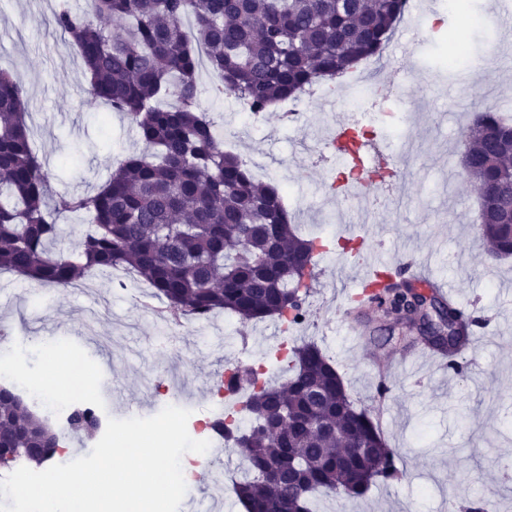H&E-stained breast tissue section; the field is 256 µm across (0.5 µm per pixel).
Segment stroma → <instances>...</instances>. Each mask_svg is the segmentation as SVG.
Wrapping results in <instances>:
<instances>
[{
    "label": "stroma",
    "instance_id": "stroma-1",
    "mask_svg": "<svg viewBox=\"0 0 512 512\" xmlns=\"http://www.w3.org/2000/svg\"><path fill=\"white\" fill-rule=\"evenodd\" d=\"M499 0H470L447 27L463 30L475 58L495 47V72L441 65L437 34L416 42L412 29L398 27V39L416 42L412 56L389 52V78L401 87L392 101V124L402 131L392 154L401 157L404 140L419 144L405 166L407 188L391 191L392 204L374 211L370 227L361 211L333 188L340 175L313 148L337 122L348 120L340 104L301 97L303 120L284 123L280 112L264 114L256 133L237 130L240 105L217 96L208 72L199 74L200 102L217 122L225 150L262 163L265 182L283 188L284 205L300 232L329 243L317 257L315 286L307 319L282 329L267 319L242 325L230 313L210 325L186 320L180 342L189 361L170 354L154 310L161 302L136 282L120 286L122 271L97 272L69 288L42 286L0 273V331L23 349L33 373L47 366L44 347L91 365L94 391L112 418H148L166 405L144 388L145 376L163 367L177 374L179 402L206 418L216 396L214 379L227 364L272 363L283 344L314 341L335 363L358 405L370 408L387 444L395 448L400 480L379 484L361 499L334 504L332 512H468L472 499L489 487L499 491V512H512V258L489 255L475 227L478 188L463 174L457 145L474 117V105L512 113V25ZM57 0H0V71L27 93L28 124L40 158L51 172V194H90L109 178L117 161L142 151L129 120L108 106L87 103L83 65L77 50L50 23ZM363 233L366 250L407 254L421 263L434 283L452 284L460 304L483 321L478 334L479 364L466 378L432 362L401 364L405 342L376 340L392 327L380 309H366L356 330L342 320L357 284L356 263L340 239ZM226 332L224 348L202 344L205 332Z\"/></svg>",
    "mask_w": 512,
    "mask_h": 512
}]
</instances>
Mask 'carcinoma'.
<instances>
[{"label":"carcinoma","instance_id":"cac0c4a2","mask_svg":"<svg viewBox=\"0 0 512 512\" xmlns=\"http://www.w3.org/2000/svg\"><path fill=\"white\" fill-rule=\"evenodd\" d=\"M98 22L59 0L52 24L90 74L85 92L125 114L144 144L119 160L93 194H49L34 149L24 87L0 74V272L69 287L93 270L122 268L143 279L175 318L230 312L243 324L307 315L318 239L296 234L276 188L224 150L198 95L201 69L216 89L253 112L295 99L351 73L384 50L407 0H92ZM462 170L481 187L477 234L512 256V120L478 110L459 143ZM85 217L77 250L54 248L59 220ZM418 298L428 347L453 355L471 335L463 311L422 293L396 273L367 295L396 320ZM278 383L251 364L224 374V391L245 393L210 429L243 449L236 486L246 512H313V499H355L400 476L370 411L347 392L333 361L313 342L293 345ZM0 386V436L19 453L0 465L52 459L63 438L48 420ZM76 436L96 432L84 409L68 419ZM281 478L269 482L266 467Z\"/></svg>","mask_w":512,"mask_h":512}]
</instances>
